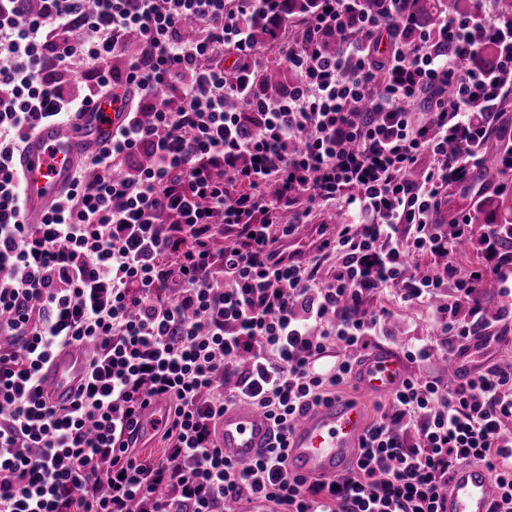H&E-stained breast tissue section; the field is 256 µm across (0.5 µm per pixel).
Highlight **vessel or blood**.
Here are the masks:
<instances>
[{
    "mask_svg": "<svg viewBox=\"0 0 512 512\" xmlns=\"http://www.w3.org/2000/svg\"><path fill=\"white\" fill-rule=\"evenodd\" d=\"M130 94L102 97L88 104L70 122L40 126L25 142L18 158L24 186L25 219L35 222L70 186L74 172L86 156L111 139L126 117ZM87 350L60 349L44 367L45 394L58 404L69 403L83 383ZM408 365L398 347L380 344L359 356L353 380L367 396L387 395L407 379ZM168 415L164 400L153 399L138 417L141 433L160 427ZM368 427L364 407L351 399L333 400L299 415L288 433L285 465L292 474L334 480L355 465ZM274 440L271 421L258 408L240 405L225 411L218 427V444L237 463H252ZM489 472L474 463L460 464L448 484L446 512H489L494 500Z\"/></svg>",
    "mask_w": 512,
    "mask_h": 512,
    "instance_id": "vessel-or-blood-1",
    "label": "vessel or blood"
}]
</instances>
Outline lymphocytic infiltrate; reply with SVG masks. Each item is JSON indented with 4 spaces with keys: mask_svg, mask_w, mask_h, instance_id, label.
<instances>
[{
    "mask_svg": "<svg viewBox=\"0 0 512 512\" xmlns=\"http://www.w3.org/2000/svg\"><path fill=\"white\" fill-rule=\"evenodd\" d=\"M312 2L293 16L271 0H0V512H444L448 476L465 462L490 472L492 512H512L508 360L460 383L408 378L339 479L284 465V432L339 397L355 354L390 334L389 310L364 309L365 296L394 288L429 306L444 339L408 347L418 364L487 328L484 279L512 301L500 251L512 225L484 235L495 267L464 272L456 248L473 215L450 231L433 220L444 187L475 178L512 94V10L473 0L420 33L411 0ZM133 37L139 50L124 58ZM489 46L494 68L476 67ZM278 63L293 79L263 95L259 79ZM124 87L134 90L125 124L27 223L17 160L28 136ZM336 200L350 221L322 244L336 256L324 281L276 246ZM226 232L232 245L214 251ZM413 253L432 275L409 271ZM449 288L466 318L435 305ZM83 344L94 351L75 399L48 403L43 366ZM154 398L169 405L160 458L139 453L133 430ZM240 403L282 434L248 465L217 445Z\"/></svg>",
    "mask_w": 512,
    "mask_h": 512,
    "instance_id": "obj_1",
    "label": "lymphocytic infiltrate"
}]
</instances>
